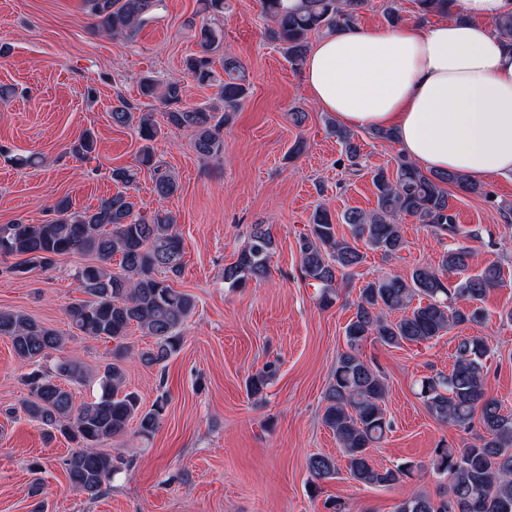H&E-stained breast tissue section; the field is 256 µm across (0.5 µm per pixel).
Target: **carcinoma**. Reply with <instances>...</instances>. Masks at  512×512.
Here are the masks:
<instances>
[{"label": "carcinoma", "instance_id": "obj_1", "mask_svg": "<svg viewBox=\"0 0 512 512\" xmlns=\"http://www.w3.org/2000/svg\"><path fill=\"white\" fill-rule=\"evenodd\" d=\"M90 12L102 32L108 36H132L147 20L160 0H88ZM368 0H298L287 9L283 0H260L264 15L274 23L273 38L292 66L303 64L313 33H336L356 25L358 11ZM420 18L431 15L455 17L456 0H415ZM227 0H203L206 13L201 21L200 50L185 62V79L158 81L142 78L143 96L158 102L169 127L192 134L193 147L203 158L224 153V125L248 96L244 67L235 58H216L221 32L214 20L224 14ZM500 38L512 47V13L495 23ZM220 60L222 72L214 68ZM219 87L216 104H189L188 81ZM138 121V137L143 141L136 166L112 169L111 179L123 186L102 199L93 208L74 210L68 200H60L55 217L44 224L22 221L0 225V241L7 242L0 256H19L12 266L17 276L35 269H52L58 257L84 254L94 263L75 271L77 288L86 298L66 307L71 328L82 335L116 343L112 361L98 377L100 394L74 406L73 394L62 382L86 381L82 365L71 356L54 359L48 370L34 369L24 377L31 399L24 412L76 445L65 460L71 487L91 499L100 497L116 471L112 454L100 446L127 433L135 424V434L149 438L159 425L165 399L145 410L138 394L125 386L124 363L134 359L145 367L161 366L176 353L183 339V328L195 309L194 298L172 287L182 273L183 241L173 216L159 212L147 217L135 211L127 189L137 180L138 170L148 169L153 176L157 196L173 195L179 184L176 175L154 161L151 143L161 126L147 115L135 117L123 99L112 106V122L128 125ZM332 133L345 145L347 158L356 165L357 145L352 135L331 126ZM71 152L90 161L97 152L94 134H84ZM377 206L369 212L351 209L344 213L350 237L336 235V224L325 209L312 216L309 233L299 243L304 277L323 288L321 303L328 307L335 299L337 274L361 264L367 249L392 255L401 251L405 240L397 220L414 218L433 227L440 235L455 236L451 206L445 185L466 192L479 190L477 184L456 173L425 174L415 164L401 161L394 175L382 169L374 171ZM275 240L264 224L252 228L247 244L234 262L224 266V283L241 288L251 280H263L269 274ZM120 256L118 270L112 261ZM473 252L466 247L445 251L438 266L414 268L408 277L392 276L368 282L354 302L355 312L345 327L348 350L336 360L332 378L325 391L322 421L332 431L352 480L374 487H390L405 479L422 477V464L403 463L392 467L375 465L369 449L381 442L391 428L383 406L387 386L379 372L361 355L367 340L388 347L429 342L443 333L468 324H480L483 302L491 289L503 282L501 268L489 265L476 274L454 283L449 273L468 271ZM419 304H414V301ZM468 302L460 307L456 301ZM402 312L389 319L387 313ZM137 327L153 338L151 346L134 350L123 344L129 329ZM0 336L11 341L16 356L34 362L62 352L72 337L64 336L14 310L0 309ZM489 345L481 336H465L457 344L452 369L447 374L424 376L419 380V396L437 421L480 431L473 442L459 450L446 446L435 449L430 467L448 476V489L437 498L412 496L398 503L395 512H512V415L502 411L498 400L486 395L485 361ZM276 372L266 364L247 382L252 396L264 392ZM315 480L332 479L339 474L337 460L316 454L308 460Z\"/></svg>", "mask_w": 512, "mask_h": 512}]
</instances>
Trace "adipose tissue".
Wrapping results in <instances>:
<instances>
[{"instance_id": "1", "label": "adipose tissue", "mask_w": 512, "mask_h": 512, "mask_svg": "<svg viewBox=\"0 0 512 512\" xmlns=\"http://www.w3.org/2000/svg\"><path fill=\"white\" fill-rule=\"evenodd\" d=\"M459 2L458 20L320 39L305 83L341 125L393 132L422 170L512 178V48L494 30L512 0Z\"/></svg>"}]
</instances>
